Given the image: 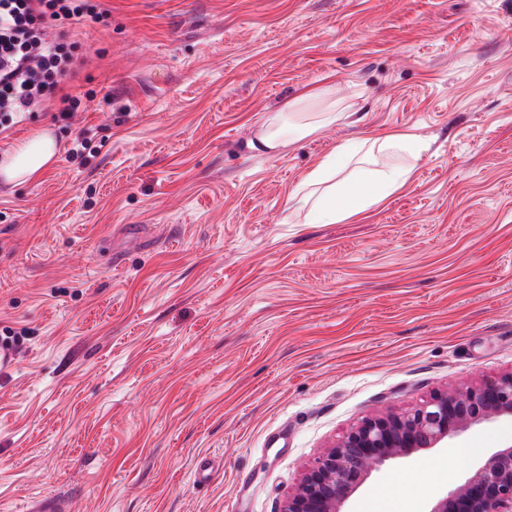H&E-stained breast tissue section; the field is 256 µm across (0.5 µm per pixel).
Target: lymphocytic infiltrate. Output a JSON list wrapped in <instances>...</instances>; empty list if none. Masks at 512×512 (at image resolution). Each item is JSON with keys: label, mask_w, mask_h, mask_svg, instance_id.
<instances>
[{"label": "lymphocytic infiltrate", "mask_w": 512, "mask_h": 512, "mask_svg": "<svg viewBox=\"0 0 512 512\" xmlns=\"http://www.w3.org/2000/svg\"><path fill=\"white\" fill-rule=\"evenodd\" d=\"M110 16L102 0H0V132L47 108L71 126L82 99L64 85L86 62L72 31Z\"/></svg>", "instance_id": "f902f5d3"}]
</instances>
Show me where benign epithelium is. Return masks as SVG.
<instances>
[{
	"mask_svg": "<svg viewBox=\"0 0 512 512\" xmlns=\"http://www.w3.org/2000/svg\"><path fill=\"white\" fill-rule=\"evenodd\" d=\"M503 417H512V371L435 391L400 413L366 417L308 465L281 512H345L376 468ZM430 512H512V442L492 451Z\"/></svg>",
	"mask_w": 512,
	"mask_h": 512,
	"instance_id": "benign-epithelium-1",
	"label": "benign epithelium"
}]
</instances>
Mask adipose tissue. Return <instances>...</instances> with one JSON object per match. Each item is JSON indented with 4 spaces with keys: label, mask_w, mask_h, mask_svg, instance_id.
Here are the masks:
<instances>
[{
    "label": "adipose tissue",
    "mask_w": 512,
    "mask_h": 512,
    "mask_svg": "<svg viewBox=\"0 0 512 512\" xmlns=\"http://www.w3.org/2000/svg\"><path fill=\"white\" fill-rule=\"evenodd\" d=\"M300 121L288 126L283 113L266 115L258 145L280 155L299 139L317 133L345 117L337 110L331 86L300 94L288 104ZM425 143L408 133L359 137L340 144L319 159L288 196L291 212H306L311 223L339 224L368 211L410 183L413 163ZM59 145L47 130L15 146L0 159V179L23 183L38 179L58 158Z\"/></svg>",
    "instance_id": "ef3b65f1"
}]
</instances>
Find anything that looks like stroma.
<instances>
[{"mask_svg": "<svg viewBox=\"0 0 512 512\" xmlns=\"http://www.w3.org/2000/svg\"><path fill=\"white\" fill-rule=\"evenodd\" d=\"M92 92L39 180L0 182V512H280L362 418L512 370V0H106ZM350 111L281 155L265 115ZM92 127L98 154L72 155ZM408 132L409 187L340 224L288 196ZM512 418L387 462L347 503L430 512ZM211 468L197 482L198 463Z\"/></svg>", "mask_w": 512, "mask_h": 512, "instance_id": "1", "label": "stroma"}]
</instances>
